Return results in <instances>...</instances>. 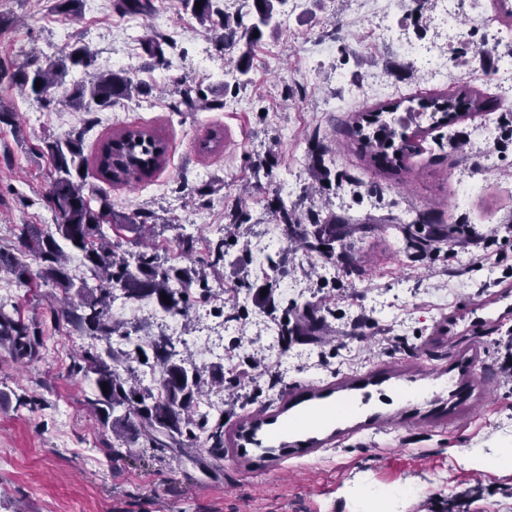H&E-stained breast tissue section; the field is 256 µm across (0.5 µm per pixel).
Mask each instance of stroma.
<instances>
[{"label": "stroma", "mask_w": 512, "mask_h": 512, "mask_svg": "<svg viewBox=\"0 0 512 512\" xmlns=\"http://www.w3.org/2000/svg\"><path fill=\"white\" fill-rule=\"evenodd\" d=\"M369 3L281 7L276 33L252 48L242 87L237 51L218 46L182 0H156L134 42L115 0H82L73 20L53 0H0V55L45 64L77 42L99 71L123 70L151 88L92 115L61 88L47 106L15 100L19 129L0 128V249L17 247L19 225L53 230V167L35 147L74 132L90 160L129 127L164 140L166 162L152 179L113 185L92 172L85 191L107 194L121 212L153 213L156 243L174 264L184 262L179 230L202 247L223 237L234 209L251 217L210 277L208 323L190 313L178 345L203 370L231 358L251 378L224 407L223 461L204 448L177 458L109 451L112 433L86 405L90 382L69 371L87 337L55 318V288L22 286L0 306L42 334L21 360L0 345V455L13 461L0 471V512H512V460L502 454L512 448V385L497 369L499 341L512 333V93L474 75L468 56L447 77L427 79L406 47L434 37L433 4L415 14L411 0H391L396 42L372 34ZM159 18L180 35L158 64L142 39L163 38ZM307 35L320 53L301 47ZM197 90L216 94L220 107L184 105ZM464 90L495 103L493 129L484 131L482 112L424 127L397 169L372 166L350 134L358 114ZM318 158L347 180L315 201L374 220L343 241L358 273L298 249L269 211L276 195L295 200L313 185ZM257 160L270 163L272 178H254ZM203 184L209 194L192 202L189 188ZM419 211L450 229L421 259L388 224ZM279 250L288 253L282 276L266 263ZM245 280L273 282L280 309L257 306ZM318 303L325 323L316 335L268 332L284 307L302 315ZM168 321L155 307L123 321L133 334L122 347L143 384L159 370L138 349ZM338 402L347 411L332 423L289 429L293 417ZM257 420L258 445L243 443L241 430Z\"/></svg>", "instance_id": "obj_1"}]
</instances>
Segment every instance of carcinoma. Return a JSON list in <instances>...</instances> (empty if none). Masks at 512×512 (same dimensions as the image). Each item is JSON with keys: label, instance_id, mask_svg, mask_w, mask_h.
<instances>
[{"label": "carcinoma", "instance_id": "carcinoma-1", "mask_svg": "<svg viewBox=\"0 0 512 512\" xmlns=\"http://www.w3.org/2000/svg\"><path fill=\"white\" fill-rule=\"evenodd\" d=\"M201 8H196V3ZM253 22L245 25L214 7V0H184L200 24L218 33V42L232 47L245 42L247 50L238 59L242 75L250 71V47L267 30L275 31L276 5L286 0H252ZM116 9L123 15L148 17L156 11L154 0H117ZM258 36H253V32ZM93 65L88 49L76 43L58 60L41 65L32 59L18 63L8 56L0 57V86L16 89L23 96L51 103L52 90L61 86L71 67L88 69ZM149 88L136 82L126 72H91L85 83L72 89L68 96L73 106L87 112L92 108L106 109L133 94ZM399 105L380 108L354 122V135L359 139L370 162L380 169L400 166L406 152L405 132L396 128L399 120L387 122L382 113L395 112ZM490 101L467 92L450 97L423 98L418 108L406 112L419 116L429 114L434 124L443 118L453 120L460 112H490ZM40 152L46 155L54 169L47 192V203L55 211L58 224L55 232H46L35 224L18 226V246L12 251L0 249V273L18 284L28 285L35 279L57 288L63 307L58 310L71 329L90 338L92 343L70 367L72 373L92 381L87 406L109 426L115 440L126 447L137 445L165 453H184L198 447L199 433L212 442L210 452L224 458L223 417L213 419L197 409V401L209 380L202 370L180 356L173 341L166 335L147 342L159 379L155 386H143L129 365L127 354L112 345L113 336L127 338L131 331L122 329L111 315L112 291L119 290L129 301L149 299L162 311L186 315L198 302L211 296L207 279L208 267L224 263L228 239L221 237L208 247L202 264L186 267L169 265L151 248L145 246L135 253L134 261L115 250L102 230L110 224L117 229L139 232L148 224L151 214L143 211L119 213L112 208L106 195L85 194L88 161L83 155L82 138L71 134L63 139L45 140ZM166 144L155 133L143 128H126L105 140L93 161L97 174L111 184L130 185L151 177L164 163ZM270 212L290 239L300 241L309 254H317L334 262L343 253L336 252V243L351 234L362 220L338 215L331 210L309 207L302 209L296 202H286L276 196L270 202ZM406 240V246L417 254L436 249V244L448 238V228L418 216L408 224H396ZM66 246H61L60 242ZM81 254L82 264L96 285L84 279L75 282L71 274L72 255L67 249ZM37 262L31 269L29 260ZM241 287L254 292L262 306L277 309L273 288L245 282ZM268 289L261 295L262 289ZM168 296L169 302L162 301ZM36 330L21 318L0 310V343L9 347L16 359L33 353ZM109 393H103V389ZM141 400H136V397Z\"/></svg>", "mask_w": 512, "mask_h": 512}]
</instances>
